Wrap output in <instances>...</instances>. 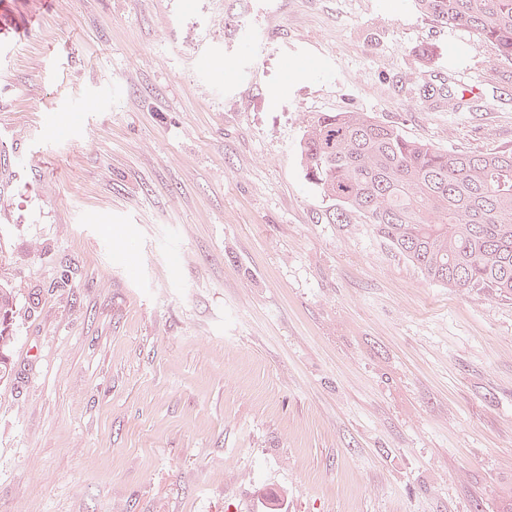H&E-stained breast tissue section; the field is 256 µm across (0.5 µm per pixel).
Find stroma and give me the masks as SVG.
Here are the masks:
<instances>
[{
    "instance_id": "obj_1",
    "label": "stroma",
    "mask_w": 512,
    "mask_h": 512,
    "mask_svg": "<svg viewBox=\"0 0 512 512\" xmlns=\"http://www.w3.org/2000/svg\"><path fill=\"white\" fill-rule=\"evenodd\" d=\"M494 54L411 0H0V512H506L512 297L329 223L299 153L345 110L512 149ZM16 296L12 288L0 285V381H7L12 373L10 349L13 340L12 321Z\"/></svg>"
}]
</instances>
